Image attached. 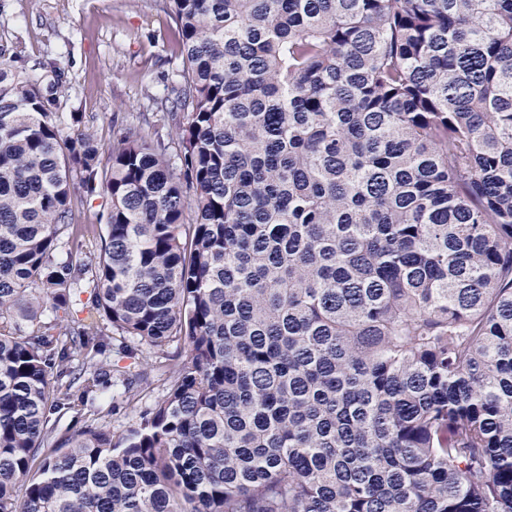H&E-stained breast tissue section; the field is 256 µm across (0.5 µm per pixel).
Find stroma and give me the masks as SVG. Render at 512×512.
<instances>
[{"instance_id":"stroma-1","label":"stroma","mask_w":512,"mask_h":512,"mask_svg":"<svg viewBox=\"0 0 512 512\" xmlns=\"http://www.w3.org/2000/svg\"><path fill=\"white\" fill-rule=\"evenodd\" d=\"M175 33L166 0H0V34L29 64L65 65L58 109L105 145L167 96Z\"/></svg>"}]
</instances>
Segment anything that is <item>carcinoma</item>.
<instances>
[{
  "label": "carcinoma",
  "mask_w": 512,
  "mask_h": 512,
  "mask_svg": "<svg viewBox=\"0 0 512 512\" xmlns=\"http://www.w3.org/2000/svg\"><path fill=\"white\" fill-rule=\"evenodd\" d=\"M169 9L107 150L0 41V512H512V0ZM99 424L109 429L116 437L125 432L136 421V411L128 407L125 397L112 399V394L101 395L98 401Z\"/></svg>",
  "instance_id": "1"
}]
</instances>
